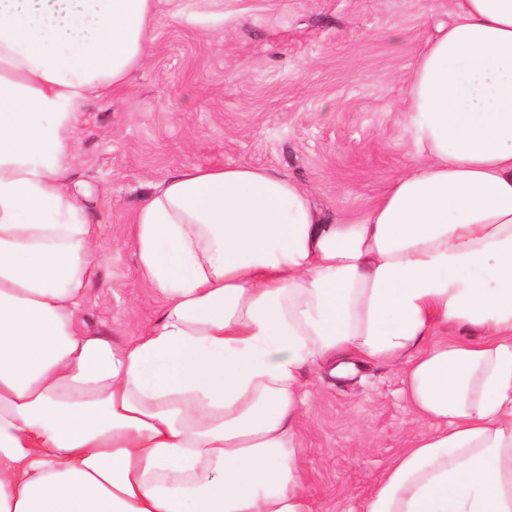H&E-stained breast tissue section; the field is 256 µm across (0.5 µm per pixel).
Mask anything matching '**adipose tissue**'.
<instances>
[{
	"instance_id": "obj_1",
	"label": "adipose tissue",
	"mask_w": 512,
	"mask_h": 512,
	"mask_svg": "<svg viewBox=\"0 0 512 512\" xmlns=\"http://www.w3.org/2000/svg\"><path fill=\"white\" fill-rule=\"evenodd\" d=\"M153 20L154 0H0V512H311L303 375L358 361L401 363L426 426L363 512H512V0H454L423 44V162L356 222L249 165L148 195L132 238L162 306L117 345L79 323L99 240L69 171Z\"/></svg>"
}]
</instances>
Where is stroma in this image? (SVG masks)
Returning <instances> with one entry per match:
<instances>
[{
  "instance_id": "1",
  "label": "stroma",
  "mask_w": 512,
  "mask_h": 512,
  "mask_svg": "<svg viewBox=\"0 0 512 512\" xmlns=\"http://www.w3.org/2000/svg\"><path fill=\"white\" fill-rule=\"evenodd\" d=\"M449 0H158L141 63L91 100L70 172L98 230L84 328L126 343L160 299L142 283L130 217L191 166L246 164L309 187L329 219L350 223L418 157L404 124L417 53ZM400 366L348 376L306 372L314 395L297 423L312 512H360L420 430Z\"/></svg>"
}]
</instances>
